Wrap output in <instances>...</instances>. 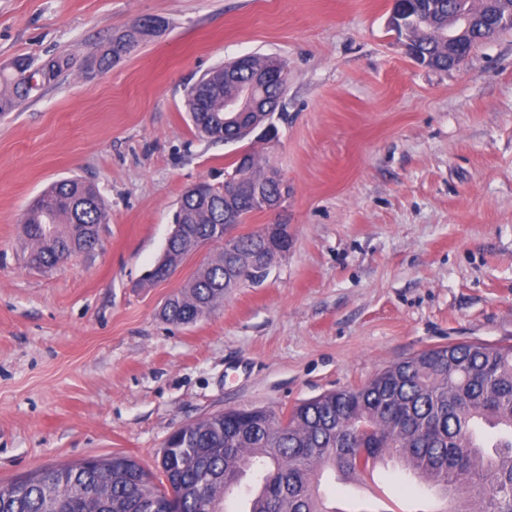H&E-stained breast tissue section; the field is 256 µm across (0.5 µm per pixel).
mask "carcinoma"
Instances as JSON below:
<instances>
[{
  "instance_id": "cac0c4a2",
  "label": "carcinoma",
  "mask_w": 512,
  "mask_h": 512,
  "mask_svg": "<svg viewBox=\"0 0 512 512\" xmlns=\"http://www.w3.org/2000/svg\"><path fill=\"white\" fill-rule=\"evenodd\" d=\"M476 0H401L395 10L405 38L420 64L446 70L448 11L474 10ZM150 19L138 31L103 46L92 76L118 57L115 46L131 48L148 35ZM218 65L185 89V107L194 131L211 142L224 141V98L238 94L264 71L269 112H251L249 126L282 116L287 66L282 59L251 56ZM71 67L55 57L34 69L25 58L0 71V115L15 111L34 91L31 81L48 84ZM245 169L234 159L225 176L263 178L252 152ZM260 207L250 193L235 195L209 186L181 196L174 217L170 260L182 265L200 246H214L194 275L165 301L160 317L190 325L224 304L242 280L256 278L245 263L261 232L238 237L237 253H224L227 223L241 224ZM107 206L90 184L64 179L35 198L23 216L24 258L32 268L53 270L69 253L92 250ZM390 455L424 476L446 507L441 512H512V346L454 344L428 349L383 369L356 388L325 393L295 405L287 414L259 408L212 413L178 429L162 448L154 474L131 456L103 455L34 470L0 484V512H165L176 496L179 512H224L226 494L255 477L247 487L245 512H337L320 491L327 470L357 477Z\"/></svg>"
}]
</instances>
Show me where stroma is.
Wrapping results in <instances>:
<instances>
[{
  "mask_svg": "<svg viewBox=\"0 0 512 512\" xmlns=\"http://www.w3.org/2000/svg\"><path fill=\"white\" fill-rule=\"evenodd\" d=\"M391 0H0V69L71 68L0 116V484L123 453L155 468L173 431L212 413L290 411L426 349L512 345V30L463 64L413 61ZM160 22L89 79L84 65L142 18ZM256 54L288 64L286 116L263 143L196 136L188 83ZM278 170L282 207L235 235L291 246L192 325L158 312L207 259L146 281L194 183L220 186L242 148ZM80 176L108 220L49 272L23 261L20 218ZM342 512H425L428 493L377 468Z\"/></svg>",
  "mask_w": 512,
  "mask_h": 512,
  "instance_id": "1",
  "label": "stroma"
}]
</instances>
